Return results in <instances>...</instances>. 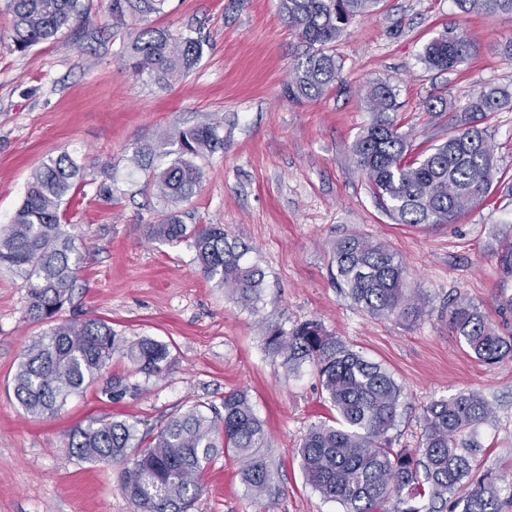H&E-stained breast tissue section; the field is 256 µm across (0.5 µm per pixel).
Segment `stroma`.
Listing matches in <instances>:
<instances>
[{"mask_svg":"<svg viewBox=\"0 0 512 512\" xmlns=\"http://www.w3.org/2000/svg\"><path fill=\"white\" fill-rule=\"evenodd\" d=\"M91 24L75 21L56 39L10 51L12 16L0 0V230L10 224L32 173L69 153L93 165L63 219L75 224L83 254L79 279L57 321L95 316L121 336L168 344L172 366L118 404L94 391L73 397L56 417L31 418L13 394L20 354L42 328L28 313V283L0 269V512H134L120 468L71 458L65 435L109 415L141 428L197 401L221 403L246 392L271 439L278 494L269 510L247 495L234 459L206 470L192 512H342L306 484L296 449L310 425L331 417L312 365L286 373L267 353L263 330H291L311 319L365 358L381 363L402 388L397 448L416 447L431 401L478 391L493 409L470 437L480 447L475 475H512V358L487 365L471 357L448 324L461 297L494 325L512 327V276L497 260L512 239V196L491 189L455 223H394L379 208L352 146L373 114L365 90L388 83L401 104L392 119L420 153L448 136L453 113L489 87L512 91V15L462 13L455 0H381L352 21L334 53L343 81L313 99L287 94L303 48L279 0H167L151 26L201 36L198 64L167 89L128 67L131 27H116L107 0H82ZM466 37L473 53L450 71L429 69L426 45L444 32ZM440 99L447 111L429 113ZM218 123L222 149L196 157L200 187L185 202L161 200L155 180L172 156L160 136ZM500 176L512 182V107L484 121ZM110 179L111 201L97 189ZM186 224H220L265 273L256 307L206 280L186 245L147 237L163 215ZM357 234L388 245L426 302L413 323L369 316L336 282L337 241Z\"/></svg>","mask_w":512,"mask_h":512,"instance_id":"stroma-1","label":"stroma"}]
</instances>
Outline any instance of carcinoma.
I'll list each match as a JSON object with an SVG mask.
<instances>
[{
	"label": "carcinoma",
	"instance_id": "obj_1",
	"mask_svg": "<svg viewBox=\"0 0 512 512\" xmlns=\"http://www.w3.org/2000/svg\"><path fill=\"white\" fill-rule=\"evenodd\" d=\"M166 0H109L113 25L141 24L129 48V67L163 89L185 76L198 62L202 44L175 37L149 25ZM381 0H280L288 25L306 46L288 86V97L315 98L341 80L330 45L341 39L352 19L373 11ZM465 12L512 14V0H457ZM14 16L12 50L25 52L55 37L75 17L84 15L81 0H7ZM464 36L443 34L426 47L425 64L439 71L457 67L468 56ZM370 124L352 147L374 197L397 224H452L489 192L496 164L482 121L512 102L498 88L482 90L452 118V132L431 152L414 155L407 134L399 132L389 112L399 110L387 83L369 86ZM224 144L217 127L200 123L178 129L161 146L176 147V159L160 173L159 196L168 201L192 197L202 176L193 158ZM87 162L64 152L48 159L28 182L11 224L0 232V266L29 284V313L45 323L21 354L13 393L25 414L56 416L74 396L95 387L99 399L119 403L134 399L142 385L126 377L103 378L112 358L122 353L145 379L161 377L172 364L167 344L119 336L104 319L56 322L70 300L82 255L71 225L61 223L62 205L84 180ZM149 239L162 245L187 244L198 270L240 303L260 299L262 271L247 264L245 250L228 240L219 224H185L169 215L149 227ZM336 279L369 315L411 323L424 303L406 288V267L396 252L359 235L339 241L333 250ZM448 324L469 353L483 363L512 357V334L502 335L464 298L448 303ZM268 352L293 373L309 363L321 390L336 412L314 424L298 453L306 479L344 512H501L504 476L485 473L473 479L476 449L468 431L491 415L478 392L431 401L423 410L416 448H395L389 436L396 425L402 388L382 365L367 360L318 320L291 331L268 327ZM270 447L263 422L247 394H224L221 407L199 401L159 424L140 430L137 423L95 418L67 433L70 455L85 462L121 467L120 488L137 512H190L203 494L202 475L215 458L234 457L251 498L276 494L275 472L262 449Z\"/></svg>",
	"mask_w": 512,
	"mask_h": 512
}]
</instances>
